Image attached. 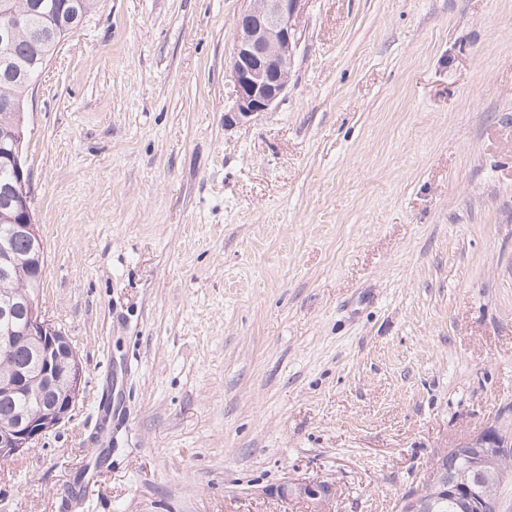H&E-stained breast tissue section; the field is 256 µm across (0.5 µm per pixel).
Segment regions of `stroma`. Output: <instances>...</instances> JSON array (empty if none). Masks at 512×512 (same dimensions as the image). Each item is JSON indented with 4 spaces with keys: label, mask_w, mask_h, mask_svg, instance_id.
I'll return each mask as SVG.
<instances>
[{
    "label": "stroma",
    "mask_w": 512,
    "mask_h": 512,
    "mask_svg": "<svg viewBox=\"0 0 512 512\" xmlns=\"http://www.w3.org/2000/svg\"><path fill=\"white\" fill-rule=\"evenodd\" d=\"M246 0H100L28 105L39 303L83 391L0 512H399L512 405V0H308L226 124ZM114 377L92 492L97 401ZM332 494V487L325 482H297L280 488V495L284 499L294 497L305 500L312 505L309 512H322L321 506Z\"/></svg>",
    "instance_id": "1"
}]
</instances>
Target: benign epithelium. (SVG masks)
<instances>
[{"label": "benign epithelium", "instance_id": "obj_1", "mask_svg": "<svg viewBox=\"0 0 512 512\" xmlns=\"http://www.w3.org/2000/svg\"><path fill=\"white\" fill-rule=\"evenodd\" d=\"M249 7L236 19L234 51L229 65L232 99L227 120L244 121L268 111L283 97L291 65L299 45L298 21L308 0H248ZM22 13L16 9L0 13V65L12 69L10 45L21 28ZM24 133L20 129L0 135V158L14 169L7 189L8 207L15 213L12 235L25 239L30 249L25 257L5 250L0 254V285H12L16 269L24 262L43 269L44 244L30 206L29 173L22 158ZM26 313L15 330L18 338L0 341L3 372L0 396L29 391L37 397L35 411L0 421V457L11 459L57 428L68 416L82 390L83 366L69 337L50 323L39 305V297L23 289H12ZM30 349L31 362L17 367L10 355L20 344ZM469 452L443 457L427 482L428 495L412 501L411 512H431L448 498V486L462 484L479 507L493 503L491 486L503 480V462L512 456V431L489 423L457 444ZM332 494L325 482H297L280 488L283 498L294 497L312 505L310 512H322Z\"/></svg>", "mask_w": 512, "mask_h": 512}]
</instances>
